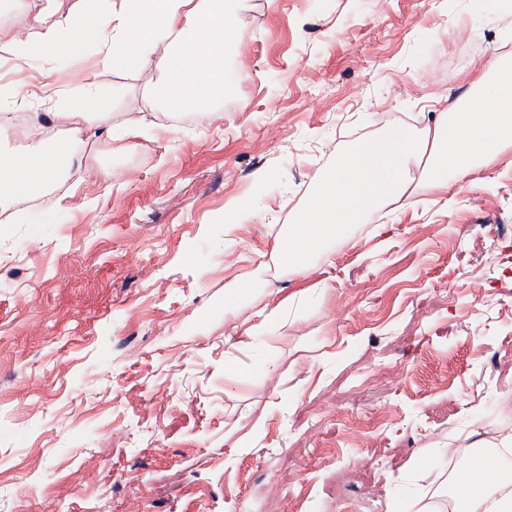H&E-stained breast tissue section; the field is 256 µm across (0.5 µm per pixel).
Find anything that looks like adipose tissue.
Here are the masks:
<instances>
[{
    "instance_id": "obj_1",
    "label": "adipose tissue",
    "mask_w": 512,
    "mask_h": 512,
    "mask_svg": "<svg viewBox=\"0 0 512 512\" xmlns=\"http://www.w3.org/2000/svg\"><path fill=\"white\" fill-rule=\"evenodd\" d=\"M241 6L242 0H120L103 18L95 0H75L66 16H36L32 37L69 53L77 49L85 26L106 23L104 68L155 69L158 105L203 109L238 82L225 76L224 54L239 43ZM511 146L512 61L497 56L475 72L468 94L437 113L431 127L397 126L337 154L283 234L280 258L290 272L304 273L315 255L346 240L366 216L410 208L419 186L440 189L449 180L474 176ZM78 157L72 151L62 160L52 149L34 156L0 152V206L55 184L64 165ZM483 469L480 483L462 484L461 505L454 512H512V479L494 461Z\"/></svg>"
}]
</instances>
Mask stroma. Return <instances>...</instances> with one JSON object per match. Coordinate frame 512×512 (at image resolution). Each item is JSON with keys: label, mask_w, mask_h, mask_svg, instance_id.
Masks as SVG:
<instances>
[{"label": "stroma", "mask_w": 512, "mask_h": 512, "mask_svg": "<svg viewBox=\"0 0 512 512\" xmlns=\"http://www.w3.org/2000/svg\"><path fill=\"white\" fill-rule=\"evenodd\" d=\"M73 4L0 0V36ZM247 4L233 91L173 112L155 71L104 74L96 110L146 135L81 134V163L0 214V512H393L512 429V148L304 274L276 257L337 152L432 126L512 58V0ZM101 44L65 68L0 50V110L53 127ZM439 448L456 471L423 470Z\"/></svg>", "instance_id": "1"}]
</instances>
